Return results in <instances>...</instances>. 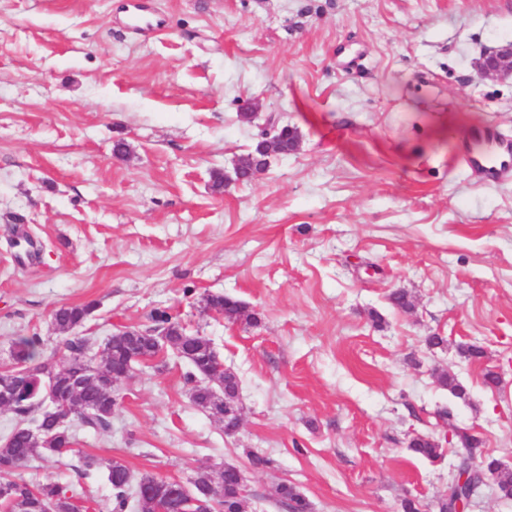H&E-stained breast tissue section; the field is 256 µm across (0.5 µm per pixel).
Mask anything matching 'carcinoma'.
Segmentation results:
<instances>
[{
	"label": "carcinoma",
	"mask_w": 512,
	"mask_h": 512,
	"mask_svg": "<svg viewBox=\"0 0 512 512\" xmlns=\"http://www.w3.org/2000/svg\"><path fill=\"white\" fill-rule=\"evenodd\" d=\"M205 301L207 307L224 314L229 321L245 316L246 305L230 297L211 294ZM94 308L92 303L56 308L52 321L64 334L57 349L45 357L42 337H22L14 343L13 364L0 369V376L23 381V387L10 398L0 397V408L11 411L18 419L9 435L0 441V508L3 512H83L84 506L78 503L79 496L68 488L57 483L34 486L17 478V472L33 458L60 453L70 447L75 439L74 430L78 428L105 431L111 427L112 413L117 406L112 398L114 368L132 369L140 363L138 357L152 359L159 349L166 348L189 366L185 380L193 384L191 397L194 404L202 410L218 405L219 399L212 395L209 379L214 367V348L210 339L188 333L178 320L164 311L153 317L155 327L168 330L167 342L161 343L160 348L145 344L135 349L125 337L111 335L98 345L100 354L96 359L79 362L78 356L89 344V338L70 336L68 332L87 321ZM439 383L454 397L466 399V389L456 378L443 373ZM48 388L62 398L74 396L70 404L71 424L55 426L53 416L42 405ZM409 448L427 459L442 454L439 443L424 436L413 439ZM104 466L112 489L108 512H126L128 508L149 512L148 500L138 488L142 481H153L156 476L143 474L137 478L120 460L113 459ZM459 468L466 479L451 489V500L439 502V512H448L450 505L457 506V502L465 499V488L479 480L481 468L472 465L470 457H465ZM239 481L240 471L236 469L202 470L190 481L191 494L179 491L170 497L168 512H187L191 495L204 502L212 512L223 506L227 507V512H246L248 498H242L240 503L234 501L240 490ZM277 493L288 512H307L309 504L295 486L283 483Z\"/></svg>",
	"instance_id": "obj_1"
}]
</instances>
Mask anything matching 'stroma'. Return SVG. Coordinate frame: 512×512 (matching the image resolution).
<instances>
[{
	"instance_id": "obj_1",
	"label": "stroma",
	"mask_w": 512,
	"mask_h": 512,
	"mask_svg": "<svg viewBox=\"0 0 512 512\" xmlns=\"http://www.w3.org/2000/svg\"><path fill=\"white\" fill-rule=\"evenodd\" d=\"M144 3L157 35L128 0H0V368L22 336L52 352L60 305L96 303L79 332L97 343L164 310L237 374L242 425L198 409L169 354L122 381L111 429L20 476L102 506L84 456L184 483L231 464L251 512H288L283 483L310 512H437L460 430L512 472V175L462 162L473 128L512 132V81L473 67L512 40V0ZM271 123L298 150L215 188ZM420 435L441 459L409 449ZM207 307L224 314L228 321H237L245 316L246 305L240 301L220 294H211L205 298ZM277 493L281 502L288 507L289 512H306L309 504L306 498L291 484L279 485Z\"/></svg>"
}]
</instances>
